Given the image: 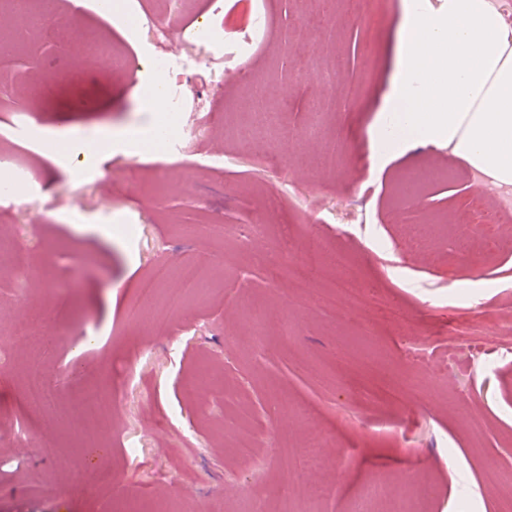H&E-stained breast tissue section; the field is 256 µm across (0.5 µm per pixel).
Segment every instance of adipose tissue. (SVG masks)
I'll return each mask as SVG.
<instances>
[{"label":"adipose tissue","instance_id":"ef3b65f1","mask_svg":"<svg viewBox=\"0 0 512 512\" xmlns=\"http://www.w3.org/2000/svg\"><path fill=\"white\" fill-rule=\"evenodd\" d=\"M403 0L395 70L369 129L374 168L420 143L447 147L454 158L500 189L512 188V23L492 0ZM156 126L94 138L67 136L66 154L95 161L101 149L137 152Z\"/></svg>","mask_w":512,"mask_h":512}]
</instances>
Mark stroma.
Masks as SVG:
<instances>
[{"instance_id":"35a3bbf8","label":"stroma","mask_w":512,"mask_h":512,"mask_svg":"<svg viewBox=\"0 0 512 512\" xmlns=\"http://www.w3.org/2000/svg\"><path fill=\"white\" fill-rule=\"evenodd\" d=\"M26 9L39 25L0 50V128L37 116L0 138L28 187L0 195V512H352L376 480L420 512H512V196L475 238L450 217L478 211L480 179L447 150L373 169L401 0H141L134 34L91 5ZM72 27L112 51L84 61ZM161 53L183 151L60 158L55 133L150 121L131 85ZM62 60L84 79L39 99ZM255 80L281 118L261 145ZM175 291L180 314L153 305Z\"/></svg>"}]
</instances>
